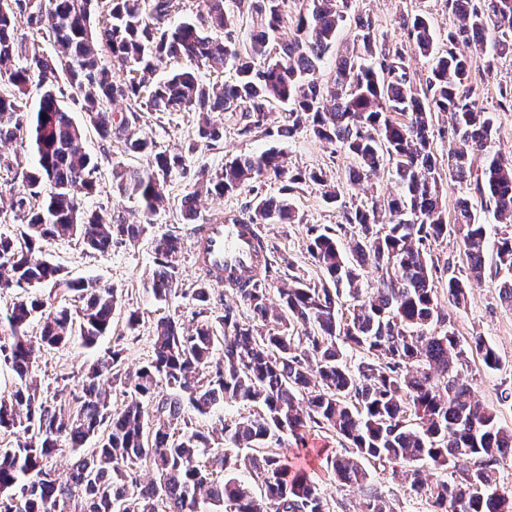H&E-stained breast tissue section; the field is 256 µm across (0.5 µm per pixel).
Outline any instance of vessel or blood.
Returning a JSON list of instances; mask_svg holds the SVG:
<instances>
[{"mask_svg": "<svg viewBox=\"0 0 512 512\" xmlns=\"http://www.w3.org/2000/svg\"><path fill=\"white\" fill-rule=\"evenodd\" d=\"M259 234L241 214L197 225L190 250L194 268H210L216 282L247 279L259 272Z\"/></svg>", "mask_w": 512, "mask_h": 512, "instance_id": "b4317fda", "label": "vessel or blood"}]
</instances>
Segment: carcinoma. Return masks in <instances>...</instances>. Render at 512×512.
I'll list each match as a JSON object with an SVG mask.
<instances>
[{"instance_id":"1","label":"carcinoma","mask_w":512,"mask_h":512,"mask_svg":"<svg viewBox=\"0 0 512 512\" xmlns=\"http://www.w3.org/2000/svg\"><path fill=\"white\" fill-rule=\"evenodd\" d=\"M286 2L233 0L252 20L241 40L225 0H203L195 18L177 24L171 17L180 0H0V143L27 139L35 158L25 166L17 155L0 156V171L21 179L8 203L17 229L0 235V292L50 284L82 302L72 311L49 296L23 295L0 318V365L17 377L15 389L0 396V430L15 435L0 448V512H329L320 486L288 459V438L299 445L313 428L348 444V454L326 457L325 470L338 485L364 491L358 512H395L371 485L368 463L403 476L430 512H512V486L498 477V466L512 460V428L461 377L470 353L492 371L502 361L480 335L462 342L453 322L472 280L496 281L500 302L512 309V153L497 149L494 113L471 83L479 65L489 71L494 57L512 55V0H446L458 24L445 50L426 17L396 14L409 46L429 60L421 85L411 79L404 46L388 43L361 14L352 47L336 55L330 80L320 81L353 0H306L289 20ZM286 23L291 37L280 43ZM23 25L52 40L55 55L29 50ZM459 44L470 52L456 51ZM179 62L183 68L149 81ZM229 64L231 81L210 84L198 74ZM114 70L126 78L115 80ZM61 73L101 139L147 158L142 168L112 167L113 192L139 204L136 216L85 208L84 198L98 192V164L63 104ZM34 81L41 93L30 114L24 96ZM120 100L127 113L117 118L108 106ZM277 103L288 106L276 129L280 142L306 133L345 152L355 161L346 173L351 184L388 163L397 193L350 204L330 174L293 166L276 147L202 171L181 201L189 221L202 191L222 196L274 180L279 196H255L241 210L246 223L301 224L290 195L320 186L340 216L334 229L308 228L307 250L322 278L290 274L268 288L266 244L263 274L235 289L249 314L229 305L211 314L206 269L190 294L201 317L194 331L161 317L147 365L125 370L114 347L81 372V395L41 389L32 376L41 351L74 341L95 347L112 329L118 296L109 285L68 278L34 253L58 238L99 254L117 240L140 239L170 176L184 168L181 151L160 150L135 133L139 113L197 112V138L212 144L223 128L210 113H240V134L249 136L266 132ZM439 113L451 120L448 181L465 193L451 221L433 152L435 136L445 135L435 131ZM476 201L504 225L489 274ZM448 239L467 259L463 272L453 258L436 256ZM153 247L148 291L166 302L180 241L164 234ZM369 268L376 280L365 288ZM36 318L40 332L32 336ZM108 386L127 395L122 410H112ZM224 403L249 404L253 413L222 423L217 438L194 424L193 416ZM64 445L75 462L61 481L50 459ZM463 459L469 464L461 467Z\"/></svg>"}]
</instances>
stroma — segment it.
<instances>
[{
    "mask_svg": "<svg viewBox=\"0 0 512 512\" xmlns=\"http://www.w3.org/2000/svg\"><path fill=\"white\" fill-rule=\"evenodd\" d=\"M354 9L370 15L378 31L393 43L402 40L394 22L396 13L401 11L428 16L443 49L448 46L449 29L457 23L456 17L448 13L444 0H355ZM472 82L484 107L495 113L498 146L503 151H512V112L496 109L500 87L512 86V56L497 59L492 71L474 70ZM284 117L283 106L274 105L267 119L270 132ZM217 118L224 127V137L213 145L205 146L197 141V113L169 112L160 116L141 113L136 124L139 136L162 147L186 153L184 169L172 174L166 200L152 217L150 235L135 242L124 240L114 243L111 251L104 255L87 253L74 239L54 240L46 245L47 258L59 265L69 278L96 279L112 285L118 294V304L112 318L111 333L104 336L95 348L68 345L44 352L35 369V378L40 386L54 388L65 383L69 388H77L85 365L113 347L122 348L126 368H140L151 359L152 330L159 317L171 316L189 329L196 325L194 306L188 297L197 279L189 253L194 227L183 220L180 200L192 191L200 169L220 168L233 157L259 153L275 143L270 132L266 135H240L238 113L221 112ZM84 147L99 162L96 173L99 191L87 198V207L107 212L119 205L124 210L136 211V203L127 199L117 200L113 194L112 167L121 163L139 168L145 166V158L128 155L119 142L102 140L90 126L85 129ZM285 151L292 164L303 168H322L336 178L344 177L352 164L351 158L344 153L333 152L330 146L305 133L286 144ZM292 203L303 215V223L267 224L263 227V234L272 248L271 283L275 286L287 278L292 267L306 277L317 276L318 271L307 252L308 227L312 224L332 227L339 219L336 208L325 203L318 186L311 185L293 194ZM164 233L177 235L181 249L174 261L178 272L177 291L166 302L159 303L149 293L148 286L156 270L152 238ZM133 310L138 312L140 322L132 331L127 327V316ZM453 321L460 339L481 335L501 357L503 368L495 372L487 370L478 357H469L464 375L479 398L487 406L498 409L501 424L512 428V407L499 402L504 382H512V310L500 303L493 284H474L469 289L465 309L454 314ZM346 451V442L336 433L315 428L306 434L304 450L292 456L291 462L295 468L305 470L318 481L326 498L344 501L354 510L362 498L361 490L338 487L321 466L322 458ZM371 482L398 512H427L426 504L410 495L404 481L392 477L389 472L372 469Z\"/></svg>",
    "mask_w": 512,
    "mask_h": 512,
    "instance_id": "obj_1",
    "label": "stroma"
}]
</instances>
